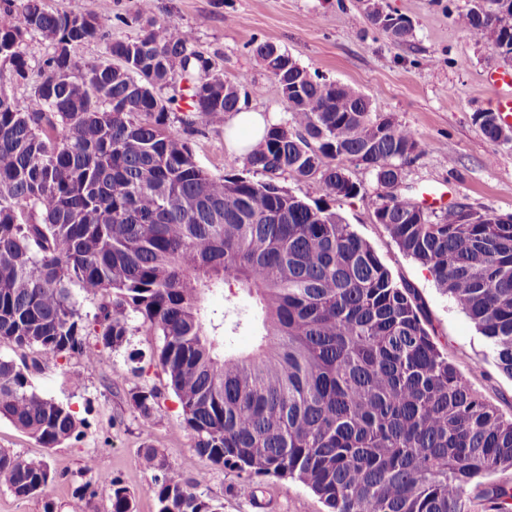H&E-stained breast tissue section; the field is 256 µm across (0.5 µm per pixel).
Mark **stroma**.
<instances>
[{"mask_svg": "<svg viewBox=\"0 0 512 512\" xmlns=\"http://www.w3.org/2000/svg\"><path fill=\"white\" fill-rule=\"evenodd\" d=\"M385 11L410 21L412 37L394 42L371 24L365 0H156L159 15L192 30L195 46L228 79L248 90L247 106L286 116L277 81L260 65L254 48L270 42L288 50L309 73L367 95L376 114L413 129L425 151L405 167L403 183L414 200L432 195L439 208L461 202L473 210L512 215V142L486 140L474 115L491 110L486 76L505 60L488 37L456 23L469 0H379ZM48 10L90 15L103 22L112 39L140 33L132 17L137 0H45ZM196 163L220 176L243 170L228 152L223 129L188 138ZM365 195L336 203L335 209L366 240L400 282L422 298L430 329L442 350L507 418L512 417V378L496 366L474 323L440 290L424 267L406 257L373 214L378 191L373 174L351 171ZM161 338L142 319L131 322L126 347L108 351L98 363L82 357L43 362L32 376L40 394L70 405L87 426L80 438L48 450L0 419V448L30 458L48 456L56 474L55 512H110L111 476L133 496L135 512H157L153 473L140 461L149 444L186 477L205 476L203 490L223 512H327L318 496L299 482L268 476L260 480L257 502L236 493L240 475L201 459L184 427L178 401L152 360ZM141 352V361L129 359ZM149 384L161 391L151 422L127 404L130 389ZM87 485L86 495L76 489Z\"/></svg>", "mask_w": 512, "mask_h": 512, "instance_id": "obj_1", "label": "stroma"}]
</instances>
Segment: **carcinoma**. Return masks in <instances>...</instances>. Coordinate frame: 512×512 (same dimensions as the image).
I'll use <instances>...</instances> for the list:
<instances>
[{"label": "carcinoma", "mask_w": 512, "mask_h": 512, "mask_svg": "<svg viewBox=\"0 0 512 512\" xmlns=\"http://www.w3.org/2000/svg\"><path fill=\"white\" fill-rule=\"evenodd\" d=\"M397 41L399 17L380 24ZM140 35L112 41L82 15L22 0L0 13V343L36 347L56 360L95 363L128 344L143 320L162 343L152 358L177 397L198 456L246 475L236 493L257 499V479L291 478L328 512H512V418L475 391L431 334L424 302L399 283L371 246L328 205L362 193L349 167L371 171L376 220L426 267L475 323L497 367L512 377V216L464 203L429 210L407 196L404 168L424 152L409 128L372 117L371 100L319 80L277 45L255 54L279 70L289 117L272 125L243 161L250 178L214 177L193 159L187 136L224 125L239 110V84L211 70L194 36L138 0ZM462 29L512 53V0H471ZM54 42L40 79L19 102L1 86L29 78L26 36ZM99 40L107 59L86 64L71 47ZM191 70L183 132L170 129L180 100L160 95ZM490 142L512 141L492 111L474 114ZM313 181L308 203L280 185ZM98 301L85 321L72 287ZM229 288L221 311L206 295ZM253 299L240 308L237 293ZM243 325L248 353L226 350ZM95 339V350L88 349ZM38 361L0 356V418L44 448L83 434L69 405L36 392ZM139 417L159 393L129 391ZM154 472L158 512H221L159 449L140 448ZM110 512H133L119 481ZM55 474L44 459L0 448V488L40 497L52 512Z\"/></svg>", "instance_id": "cac0c4a2"}]
</instances>
